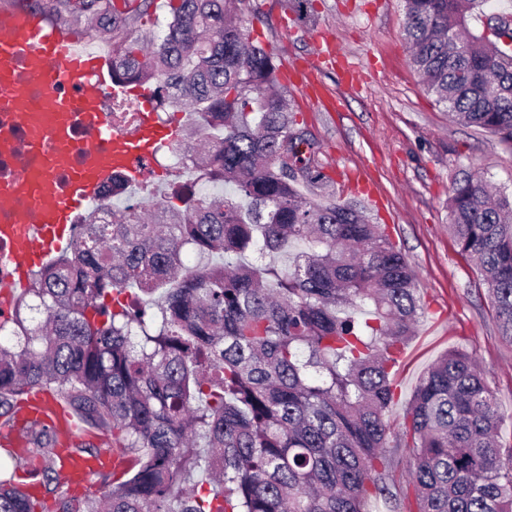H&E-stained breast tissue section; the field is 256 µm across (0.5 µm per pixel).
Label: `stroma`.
<instances>
[{"label": "stroma", "instance_id": "1", "mask_svg": "<svg viewBox=\"0 0 512 512\" xmlns=\"http://www.w3.org/2000/svg\"><path fill=\"white\" fill-rule=\"evenodd\" d=\"M245 22L288 72V91L311 137L318 162L342 199L365 202L388 225L418 272L425 313L400 357L392 425L421 376L448 348L473 353L509 420L512 440V344L473 265L448 233L446 199L459 169L475 168L494 186L512 189V146L451 121L422 85L404 40L402 0H313L297 19L287 0H259ZM312 68V80L300 71ZM367 168L365 189L350 179Z\"/></svg>", "mask_w": 512, "mask_h": 512}]
</instances>
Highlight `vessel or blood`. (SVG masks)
Wrapping results in <instances>:
<instances>
[{"label":"vessel or blood","instance_id":"b4317fda","mask_svg":"<svg viewBox=\"0 0 512 512\" xmlns=\"http://www.w3.org/2000/svg\"><path fill=\"white\" fill-rule=\"evenodd\" d=\"M46 93L36 100L31 84ZM106 82L104 59L51 26L39 13L11 8L0 11V111L25 128L28 151H19L13 137L0 131V157L8 159L12 175L0 181V306H7L16 286L27 283L51 252L67 242L73 215L98 200L113 174L123 173L132 185L145 177L143 162L156 143L166 141L170 127L159 124L141 86L120 85L140 114L130 129L108 131L100 88ZM81 122L84 140L74 146L71 128ZM50 152H42L44 142ZM68 173L60 184L59 173ZM34 422L54 426L64 470L75 483L100 470L118 468L122 458H79L69 445L77 425L56 400L30 394L16 416L25 426Z\"/></svg>","mask_w":512,"mask_h":512}]
</instances>
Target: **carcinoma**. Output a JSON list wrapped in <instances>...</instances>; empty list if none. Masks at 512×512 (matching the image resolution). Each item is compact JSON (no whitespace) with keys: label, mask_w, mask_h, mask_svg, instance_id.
I'll return each mask as SVG.
<instances>
[{"label":"carcinoma","mask_w":512,"mask_h":512,"mask_svg":"<svg viewBox=\"0 0 512 512\" xmlns=\"http://www.w3.org/2000/svg\"><path fill=\"white\" fill-rule=\"evenodd\" d=\"M426 90L467 127L512 143V12L486 0H403ZM52 0L60 26L112 31V84L197 114L181 137L194 181L141 208L101 205L33 274L0 324V431L34 390L131 458L77 498L57 435L4 452L0 512H40L19 482L39 463L55 512H512V445L477 359L443 353L389 445L393 368L423 312L417 272L359 201L337 196L288 105L273 53L244 26L257 0ZM480 23L472 30L470 21ZM493 35L485 36L486 30ZM231 184L234 194L197 190ZM448 231L473 262L512 343V193L455 175ZM218 263L184 264L183 250ZM249 251L285 260L255 265ZM406 459L403 482L393 478Z\"/></svg>","instance_id":"obj_1"}]
</instances>
